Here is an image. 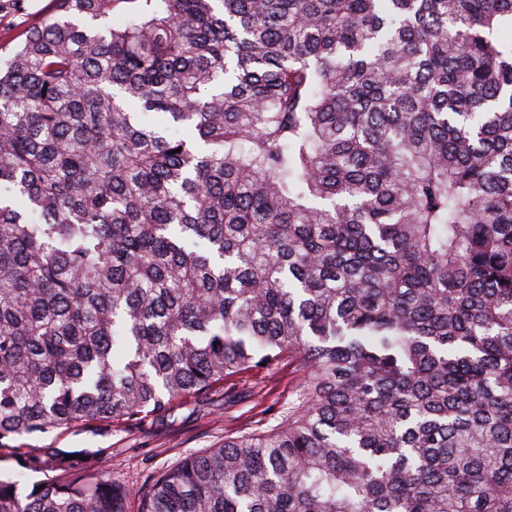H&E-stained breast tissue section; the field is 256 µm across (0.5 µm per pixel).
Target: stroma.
Instances as JSON below:
<instances>
[{
  "label": "stroma",
  "instance_id": "35a3bbf8",
  "mask_svg": "<svg viewBox=\"0 0 512 512\" xmlns=\"http://www.w3.org/2000/svg\"><path fill=\"white\" fill-rule=\"evenodd\" d=\"M52 0H0V46L20 42L48 15ZM297 379L288 363L254 370L225 382L207 398L177 409L171 417L79 432L29 436L30 448H104L114 481L148 484L179 457L202 452L243 434L275 427L295 397Z\"/></svg>",
  "mask_w": 512,
  "mask_h": 512
}]
</instances>
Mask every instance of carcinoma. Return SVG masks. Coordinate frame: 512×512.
<instances>
[{"mask_svg":"<svg viewBox=\"0 0 512 512\" xmlns=\"http://www.w3.org/2000/svg\"><path fill=\"white\" fill-rule=\"evenodd\" d=\"M52 2L0 47V512H512V0ZM285 356L146 491L13 444Z\"/></svg>","mask_w":512,"mask_h":512,"instance_id":"obj_1","label":"carcinoma"}]
</instances>
